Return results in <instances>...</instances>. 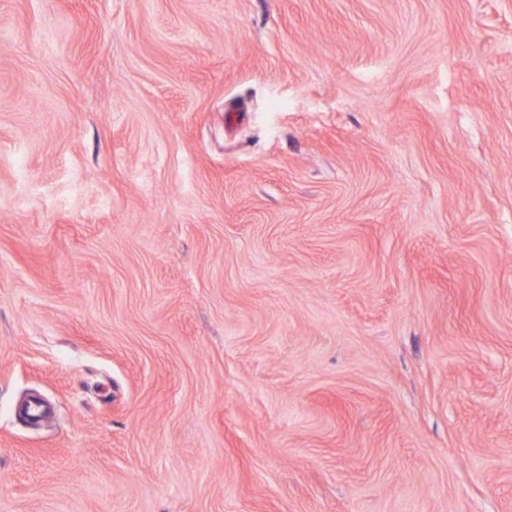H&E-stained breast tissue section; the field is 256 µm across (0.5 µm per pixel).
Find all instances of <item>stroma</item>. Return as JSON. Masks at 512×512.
I'll return each instance as SVG.
<instances>
[{
	"mask_svg": "<svg viewBox=\"0 0 512 512\" xmlns=\"http://www.w3.org/2000/svg\"><path fill=\"white\" fill-rule=\"evenodd\" d=\"M0 512H512V0H0Z\"/></svg>",
	"mask_w": 512,
	"mask_h": 512,
	"instance_id": "1",
	"label": "stroma"
}]
</instances>
